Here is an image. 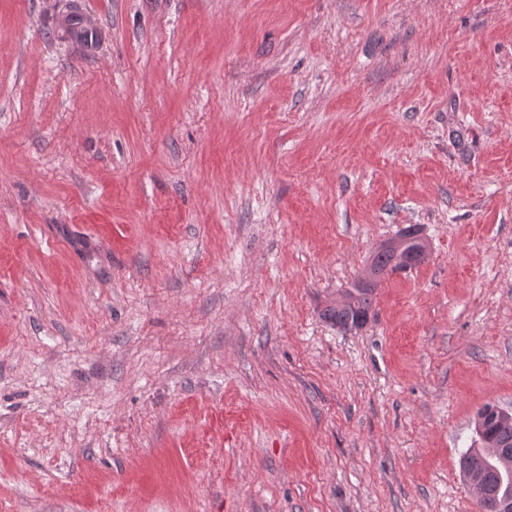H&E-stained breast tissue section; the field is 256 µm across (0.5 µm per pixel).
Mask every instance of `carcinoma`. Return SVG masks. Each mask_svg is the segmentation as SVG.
<instances>
[{
  "instance_id": "1",
  "label": "carcinoma",
  "mask_w": 512,
  "mask_h": 512,
  "mask_svg": "<svg viewBox=\"0 0 512 512\" xmlns=\"http://www.w3.org/2000/svg\"><path fill=\"white\" fill-rule=\"evenodd\" d=\"M427 256L419 239L405 233L397 238V243L382 245L370 265L375 277L357 280L340 302L324 311L323 317L342 330L364 324L372 311L378 280L389 273L412 269L424 263ZM494 409L495 406L487 405L478 412V446L468 449L460 458L463 477L471 484L479 479L485 486V495L477 498V512H496L503 500H512V456L501 458L489 453L491 448L512 449V420L494 418Z\"/></svg>"
}]
</instances>
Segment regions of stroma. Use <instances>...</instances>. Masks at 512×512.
Returning <instances> with one entry per match:
<instances>
[{"instance_id":"35a3bbf8","label":"stroma","mask_w":512,"mask_h":512,"mask_svg":"<svg viewBox=\"0 0 512 512\" xmlns=\"http://www.w3.org/2000/svg\"><path fill=\"white\" fill-rule=\"evenodd\" d=\"M0 0V512H476L512 412V0ZM428 257L322 317L406 227ZM494 405H486L477 414L481 419V433L478 446L469 448L460 458V471L463 477L474 485L480 479L485 486V495L477 497V512H497L498 505L505 499L512 500V455L509 458L493 457L490 448H510L512 450V420L503 422L495 419Z\"/></svg>"}]
</instances>
